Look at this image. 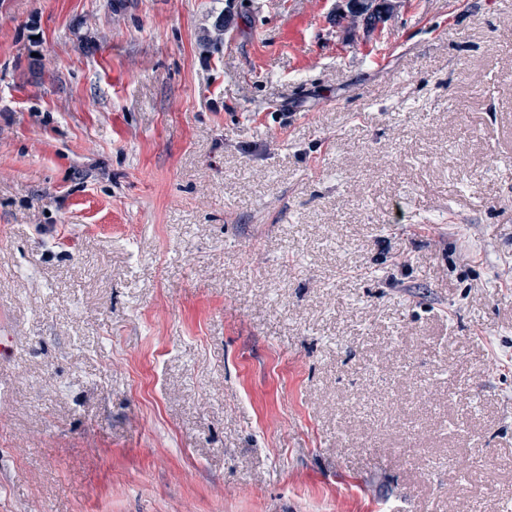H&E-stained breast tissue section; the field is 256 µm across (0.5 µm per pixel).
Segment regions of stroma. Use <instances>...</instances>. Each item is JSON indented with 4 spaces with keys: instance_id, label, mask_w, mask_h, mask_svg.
<instances>
[{
    "instance_id": "35a3bbf8",
    "label": "stroma",
    "mask_w": 512,
    "mask_h": 512,
    "mask_svg": "<svg viewBox=\"0 0 512 512\" xmlns=\"http://www.w3.org/2000/svg\"><path fill=\"white\" fill-rule=\"evenodd\" d=\"M388 2L0 0V512H512V0Z\"/></svg>"
}]
</instances>
